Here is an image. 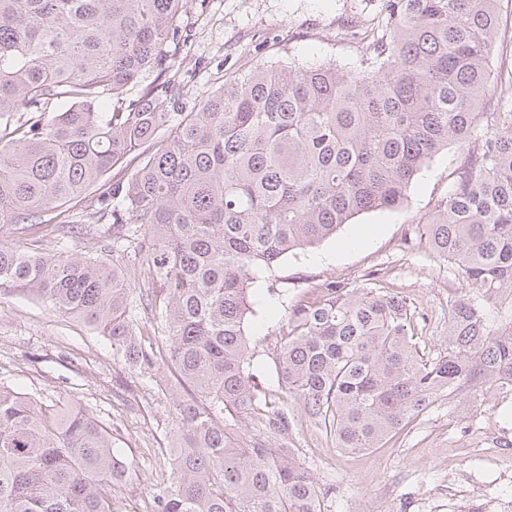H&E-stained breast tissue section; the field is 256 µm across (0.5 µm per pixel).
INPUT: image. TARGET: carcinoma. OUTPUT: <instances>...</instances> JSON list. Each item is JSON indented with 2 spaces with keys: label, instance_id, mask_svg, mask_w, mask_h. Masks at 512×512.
I'll return each mask as SVG.
<instances>
[{
  "label": "carcinoma",
  "instance_id": "obj_1",
  "mask_svg": "<svg viewBox=\"0 0 512 512\" xmlns=\"http://www.w3.org/2000/svg\"><path fill=\"white\" fill-rule=\"evenodd\" d=\"M183 0H0V228L37 235L148 144L129 178L68 229L103 257L0 246V291L81 319L154 379L172 366L179 447L150 512H321L287 440L298 404L341 449L379 448L445 395L512 386V326L492 335L463 296L448 351L420 353L405 298L328 285L288 309L277 374L257 382L245 331L250 285L354 215L402 207L448 144L466 151L424 222L462 285L512 309V74L493 76L501 0H387L360 70L257 66L186 106L167 72ZM483 138L470 148L478 133ZM143 275L152 290H137ZM164 345L138 338L142 320ZM250 419L256 434L238 435ZM129 465L89 413L48 418L0 385V512H112Z\"/></svg>",
  "mask_w": 512,
  "mask_h": 512
}]
</instances>
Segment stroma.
Returning <instances> with one entry per match:
<instances>
[{"mask_svg": "<svg viewBox=\"0 0 512 512\" xmlns=\"http://www.w3.org/2000/svg\"><path fill=\"white\" fill-rule=\"evenodd\" d=\"M385 7L386 0H185L167 76L200 100L263 64L330 62L354 71L365 34L381 28ZM462 161L461 150L448 145L413 181L404 207L354 215L335 237L289 254L271 276H260L248 334L261 385L278 389L276 342L290 306L320 299L331 283L406 298L420 345L435 355L446 351L448 303L463 293L461 279L453 263L430 250L423 221ZM363 229L366 244L342 250ZM0 384L31 394L52 413L72 406L89 412L131 465L112 495V512H146L156 484L170 475L177 442L172 370L142 382L80 319L1 291ZM290 411L295 429L288 444L313 476L322 512H471L475 479L493 499L512 501L510 387L483 388L464 406L438 399L383 447L366 451L338 449L298 405Z\"/></svg>", "mask_w": 512, "mask_h": 512, "instance_id": "obj_1", "label": "stroma"}]
</instances>
